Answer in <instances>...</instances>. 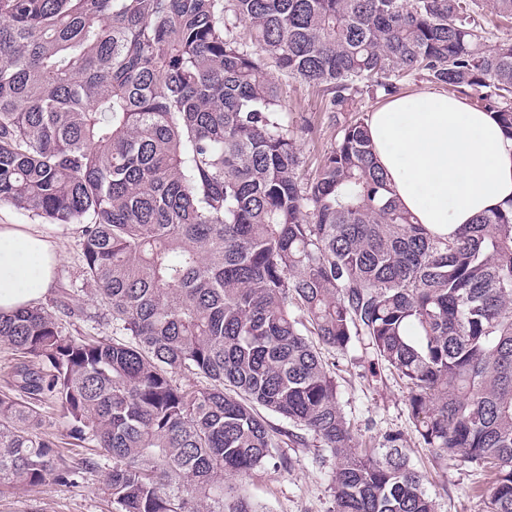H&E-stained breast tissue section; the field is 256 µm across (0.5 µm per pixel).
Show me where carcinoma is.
<instances>
[{"instance_id": "carcinoma-1", "label": "carcinoma", "mask_w": 512, "mask_h": 512, "mask_svg": "<svg viewBox=\"0 0 512 512\" xmlns=\"http://www.w3.org/2000/svg\"><path fill=\"white\" fill-rule=\"evenodd\" d=\"M482 9L0 0V202L84 225L83 276L113 333L0 312L22 358L20 396L0 395V489L71 476L48 403L112 463V512H257L238 479L294 469L279 434L334 458L333 512H436L402 433L354 442L321 350L357 346L371 377L404 382L421 443L489 470V512H512V205L431 235L390 196L364 117L299 181L268 72L321 88L332 112L413 75L480 89L512 138V41L485 47Z\"/></svg>"}]
</instances>
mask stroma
I'll list each match as a JSON object with an SVG mask.
<instances>
[{
	"label": "stroma",
	"mask_w": 512,
	"mask_h": 512,
	"mask_svg": "<svg viewBox=\"0 0 512 512\" xmlns=\"http://www.w3.org/2000/svg\"><path fill=\"white\" fill-rule=\"evenodd\" d=\"M269 73L281 87L288 121L300 148L299 174L304 178L315 170L325 150L334 144L338 125L370 112L380 103L379 98L359 95L344 111L331 112L319 88L281 74L274 67ZM0 224H35L57 240L62 261L55 285L42 305L56 310L62 292L71 294L73 314L59 318L64 332L71 336L111 337L112 321L97 303L93 284L83 277L81 226L56 229L47 219L4 202L0 203ZM324 358L336 366L341 402L356 442L376 447L386 432H401L412 463L429 477L427 491L435 498L438 512H486V499L481 493L486 477L481 467L460 462L444 464L432 449L419 443L409 418L407 390L396 375L381 370V379L373 386L366 379L367 364L358 361L355 353L331 351ZM53 432L59 463L71 469L70 479L38 489L20 486L2 493L0 512H112V504L102 492L109 465L84 468L81 460L89 456V449L69 444L62 423H55ZM284 452L296 458L295 469L285 472L268 466L254 472L242 481L246 496L259 512H332L331 456L311 445H291Z\"/></svg>",
	"instance_id": "1"
}]
</instances>
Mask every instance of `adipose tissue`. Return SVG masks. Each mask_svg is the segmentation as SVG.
Instances as JSON below:
<instances>
[{"label":"adipose tissue","mask_w":512,"mask_h":512,"mask_svg":"<svg viewBox=\"0 0 512 512\" xmlns=\"http://www.w3.org/2000/svg\"><path fill=\"white\" fill-rule=\"evenodd\" d=\"M367 129L392 196L430 234L512 204V139L466 99L432 88L400 95L368 113ZM60 261L37 225L0 224V312L44 300Z\"/></svg>","instance_id":"adipose-tissue-1"}]
</instances>
